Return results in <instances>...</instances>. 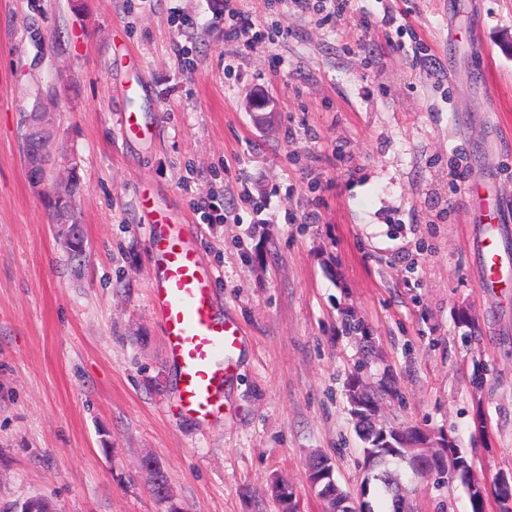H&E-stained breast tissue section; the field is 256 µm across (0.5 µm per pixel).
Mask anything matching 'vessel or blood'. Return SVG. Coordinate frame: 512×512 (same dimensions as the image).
<instances>
[{
	"label": "vessel or blood",
	"mask_w": 512,
	"mask_h": 512,
	"mask_svg": "<svg viewBox=\"0 0 512 512\" xmlns=\"http://www.w3.org/2000/svg\"><path fill=\"white\" fill-rule=\"evenodd\" d=\"M155 272L152 310L177 374L176 403L186 417L207 422L219 414L231 352L241 342L235 321L219 316L211 275L192 242L190 225L157 212L148 229ZM481 264L482 287L506 288L501 241L493 231L473 240Z\"/></svg>",
	"instance_id": "obj_1"
}]
</instances>
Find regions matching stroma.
Listing matches in <instances>:
<instances>
[{
  "label": "stroma",
  "mask_w": 512,
  "mask_h": 512,
  "mask_svg": "<svg viewBox=\"0 0 512 512\" xmlns=\"http://www.w3.org/2000/svg\"><path fill=\"white\" fill-rule=\"evenodd\" d=\"M240 6L281 36L225 38V0H0V505L166 512L138 470L151 452L182 512H280L277 478L301 512H323L309 454L346 489L365 477L345 386L369 344L366 383L402 396L382 419L467 449L498 512L512 288L477 286L472 195L512 201V0H350L326 17ZM397 36L425 52L393 51ZM254 94L269 111L248 110ZM35 108L80 162L78 259L50 222L52 185L26 178ZM125 109L148 133L121 132ZM149 196L192 224L243 333L205 424L176 408L151 308ZM408 488L415 512H471L457 484ZM54 503L52 499L44 496H34L22 503H12L0 506V512H53Z\"/></svg>",
  "instance_id": "1"
}]
</instances>
